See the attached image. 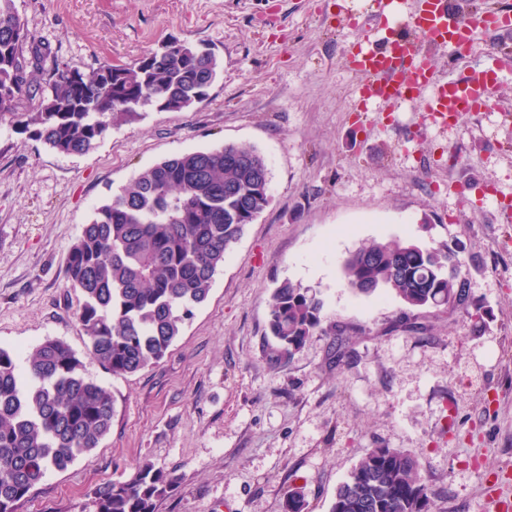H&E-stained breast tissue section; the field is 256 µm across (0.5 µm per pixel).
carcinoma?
I'll return each mask as SVG.
<instances>
[{
    "instance_id": "1",
    "label": "carcinoma",
    "mask_w": 512,
    "mask_h": 512,
    "mask_svg": "<svg viewBox=\"0 0 512 512\" xmlns=\"http://www.w3.org/2000/svg\"><path fill=\"white\" fill-rule=\"evenodd\" d=\"M29 33L15 0H0V121L63 155L88 152L112 129L142 119L148 107L180 112L202 101L221 65L211 51L162 43L129 65L88 72L55 63ZM39 95L25 111L26 99ZM269 171L245 143L185 152L143 169L99 206L69 253L71 287L81 296L86 357L59 339L35 345L18 367L0 348V512L15 505L51 469H64L110 433V393L85 374V359L134 374L158 364L184 321L204 303L227 252L270 205ZM464 261L446 245L401 240L361 244L342 262L349 288L386 289L409 308H451L475 323ZM317 291L288 280L272 295L265 335L273 365L291 359L313 336L334 337L336 364L346 358L348 325L322 326ZM177 478L149 461L128 479L89 494L90 512H154ZM427 463L395 448H370L337 488L329 512H430ZM284 512H308L302 491L288 489Z\"/></svg>"
}]
</instances>
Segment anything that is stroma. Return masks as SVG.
<instances>
[{"label": "stroma", "mask_w": 512, "mask_h": 512, "mask_svg": "<svg viewBox=\"0 0 512 512\" xmlns=\"http://www.w3.org/2000/svg\"><path fill=\"white\" fill-rule=\"evenodd\" d=\"M50 54L86 72L130 64L168 39L222 63L202 102L148 109L82 155H61L0 121V347L18 359L47 338L85 355L68 256L112 193L164 159L227 142L264 156L271 203L228 251L207 301L157 365L86 375L114 401L110 434L49 471L16 512H87L97 486L148 460L173 473L155 512H283L297 487L329 512L367 449L423 457L433 512H492L512 494V78L486 108L443 126L418 100L357 109L345 50L352 14L410 16L414 0H16ZM463 164L449 170V155ZM381 239L446 244L466 262L485 322L408 311L344 282L343 258ZM284 280L315 289L326 322L359 327L335 365L312 337L271 365L262 329ZM412 315L423 333L391 330Z\"/></svg>", "instance_id": "35a3bbf8"}]
</instances>
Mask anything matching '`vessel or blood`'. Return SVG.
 <instances>
[{"instance_id": "b4317fda", "label": "vessel or blood", "mask_w": 512, "mask_h": 512, "mask_svg": "<svg viewBox=\"0 0 512 512\" xmlns=\"http://www.w3.org/2000/svg\"><path fill=\"white\" fill-rule=\"evenodd\" d=\"M360 36L351 48L347 63L358 79L360 103L392 102L406 91L427 94L425 109L431 118L447 121L449 116L484 109L494 84L512 76V51L492 52L491 64L471 68L466 74L440 82L434 76L426 46L473 42L475 31L490 39L512 29V13L496 8L484 9L478 21L458 18L453 0H419L408 21L386 19L381 35L370 39L363 34V23L352 19Z\"/></svg>"}]
</instances>
